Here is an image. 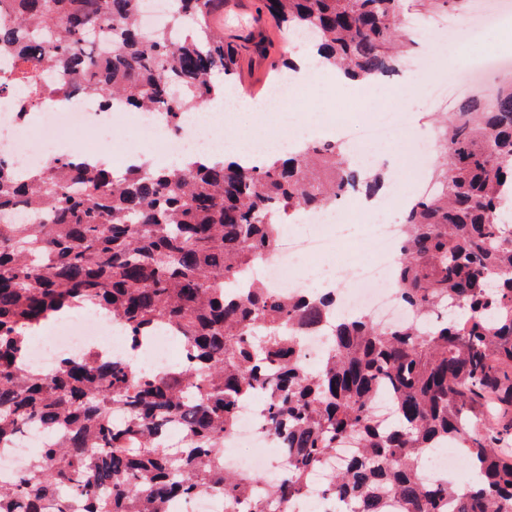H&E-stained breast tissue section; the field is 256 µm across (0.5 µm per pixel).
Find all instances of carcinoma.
Instances as JSON below:
<instances>
[{
    "mask_svg": "<svg viewBox=\"0 0 512 512\" xmlns=\"http://www.w3.org/2000/svg\"><path fill=\"white\" fill-rule=\"evenodd\" d=\"M169 23L142 30V0H0V52L18 68L0 94L32 82L45 93H92L159 114L178 130L182 113L224 95L239 63L211 24L224 0H174ZM404 0H262L259 8L315 38L331 67L357 77L399 71L415 42ZM106 35L101 55L95 38ZM48 63L64 84H40ZM436 191L413 200L393 267L402 304L422 321L381 327L340 318L336 298L283 297L255 286L232 302L226 283L276 244L278 224L333 207L360 185L380 184L348 163L336 143L286 157L105 165L57 158L25 180L0 157V446L28 427L43 444L10 484L0 512H166L172 497L217 492L229 503L253 477L224 473V437L242 401L266 394L263 424L286 449L282 482L251 512H283L306 492L336 443L357 453L332 471L325 495L385 512H512V82L463 100L439 123ZM90 302L110 313L135 353L162 325L175 328L186 361L142 377L90 352L62 357L48 375L24 366L29 335ZM327 327L329 349L308 370L292 332ZM394 422L378 424L377 398ZM465 449L474 482L427 487L415 460L424 448Z\"/></svg>",
    "mask_w": 512,
    "mask_h": 512,
    "instance_id": "carcinoma-1",
    "label": "carcinoma"
}]
</instances>
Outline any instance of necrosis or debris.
<instances>
[{
	"label": "necrosis or debris",
	"mask_w": 512,
	"mask_h": 512,
	"mask_svg": "<svg viewBox=\"0 0 512 512\" xmlns=\"http://www.w3.org/2000/svg\"><path fill=\"white\" fill-rule=\"evenodd\" d=\"M512 68V61L496 54L493 47H486L483 56L471 67L449 74L448 78L434 79L431 89L437 99L451 101L472 84L482 81L490 70ZM26 85H15L8 93L0 95V156L14 165L16 176L43 166L53 157H71L87 153V146L80 144L81 136L97 131H109L122 119L132 118L137 138L131 139L119 150L111 143L98 146L95 156L102 163L117 162L131 167L144 151L140 135L158 136L162 155L184 156L193 152L219 153L224 149V123L213 113L193 111L181 122L174 134L157 132L151 116L146 112L129 113L122 103L104 104L91 96L73 97L57 104L45 99L38 104L22 106L26 97ZM313 231L304 236H291L278 241L277 245L246 273L244 280L275 289L284 296L310 293L308 280L294 276L291 266L303 257L323 256L349 238V225L335 221L325 213L310 214ZM402 227L398 224L368 222L365 233L366 247L377 255L376 264L356 267L351 276L339 282L336 293V311L346 316L369 315L378 325L395 326L413 321L414 315L405 308L391 286L392 266L401 244ZM177 333L164 329L147 338L137 356V369L141 374L153 376L171 362L170 349L178 343ZM128 346L126 336L117 331L111 322L99 319L91 313H78L52 325L47 333L30 344L29 360L46 363L55 369L56 359L62 354L79 355L96 350L122 358ZM262 394L244 401L240 408L237 425L224 438V467L226 471L249 473L257 476L252 493L259 494L270 486L279 484L285 474L283 456L268 458L258 456L243 460L235 453L243 443L266 447L273 442L272 436L262 426L259 408ZM354 444L346 440L335 448L326 468L315 472L309 481L310 489L302 497L288 504L289 512H311L312 504H319L321 512H335L333 503L323 500L321 490L327 482L329 470L349 457ZM461 460V451L455 446L426 448L419 454L418 472L430 486L439 483Z\"/></svg>",
	"instance_id": "necrosis-or-debris-1"
}]
</instances>
